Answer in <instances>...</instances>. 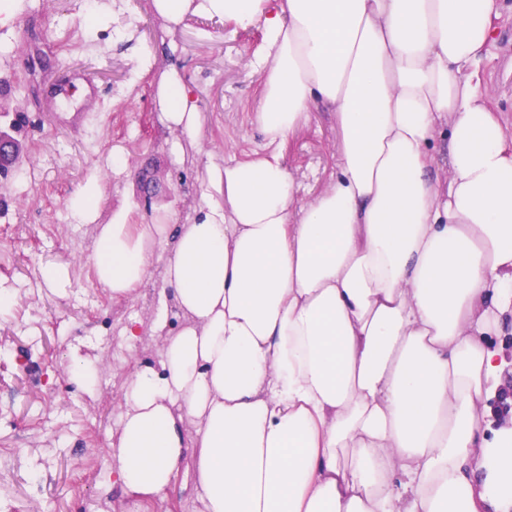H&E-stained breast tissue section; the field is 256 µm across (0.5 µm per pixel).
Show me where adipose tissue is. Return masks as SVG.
Here are the masks:
<instances>
[{
    "label": "adipose tissue",
    "mask_w": 512,
    "mask_h": 512,
    "mask_svg": "<svg viewBox=\"0 0 512 512\" xmlns=\"http://www.w3.org/2000/svg\"><path fill=\"white\" fill-rule=\"evenodd\" d=\"M152 6L261 24L270 151L209 161L191 223L97 224L93 175L67 204L97 226L94 276L113 298L167 246L161 360L125 377L106 458L128 505L164 499L188 463L205 512H512V430L485 433L512 316V138L480 77L499 0ZM159 103L182 162L192 91L169 76ZM317 103L338 172L301 204L280 148Z\"/></svg>",
    "instance_id": "adipose-tissue-1"
}]
</instances>
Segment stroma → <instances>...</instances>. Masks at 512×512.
<instances>
[{
    "label": "stroma",
    "mask_w": 512,
    "mask_h": 512,
    "mask_svg": "<svg viewBox=\"0 0 512 512\" xmlns=\"http://www.w3.org/2000/svg\"><path fill=\"white\" fill-rule=\"evenodd\" d=\"M97 12L104 23L87 29ZM493 25L482 91L512 136V0H502ZM0 41L15 45L0 53V75L13 78L16 100L42 120L27 133L26 184L0 186V287L15 295L0 320V512H105L124 502L105 464L119 418L114 400L142 359L159 360L151 327L161 282L149 280L133 297L114 300L93 278L96 226L121 209L132 224L164 222L171 209L188 221L204 204L199 185L210 159L248 161L266 152L255 122L262 81L252 67L263 31L192 13L173 23L152 0H19ZM36 47L48 63L33 81L26 55ZM171 70L193 89L201 117L179 165L169 153L176 133L158 118L160 82ZM336 149L332 113L312 107L308 124L281 147L300 202L335 179ZM116 151L126 158L120 171L112 168ZM92 174L101 185L97 222L69 223L66 204ZM142 175L164 181L174 200L141 204ZM49 264L66 270V291L43 282ZM133 318L143 334L125 357L122 329ZM86 337L99 370L90 393L66 377L71 351ZM173 504L204 512L188 470L165 501L142 512H168Z\"/></svg>",
    "instance_id": "35a3bbf8"
}]
</instances>
